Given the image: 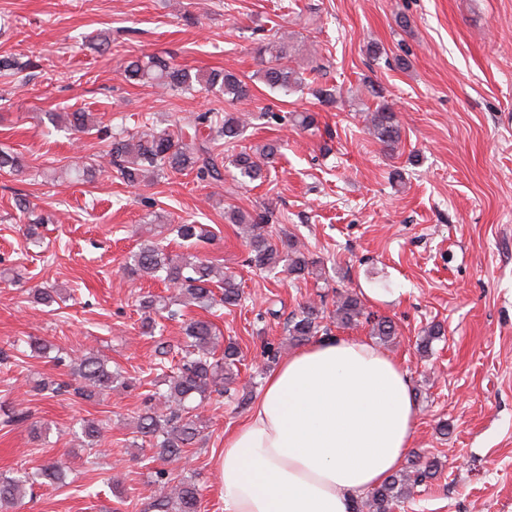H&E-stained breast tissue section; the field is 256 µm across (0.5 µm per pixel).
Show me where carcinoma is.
Listing matches in <instances>:
<instances>
[{
    "instance_id": "1",
    "label": "carcinoma",
    "mask_w": 512,
    "mask_h": 512,
    "mask_svg": "<svg viewBox=\"0 0 512 512\" xmlns=\"http://www.w3.org/2000/svg\"><path fill=\"white\" fill-rule=\"evenodd\" d=\"M263 68L256 71L259 80L271 92L287 96L304 85L303 78L289 65L288 37L281 35L271 39L260 48ZM123 76L128 81L148 84L172 91L191 93L195 85L203 82L210 89L230 99V102L250 98V81L254 77L242 78L229 71H212L205 76L193 75L186 68H179L154 55H142L127 61ZM48 120L56 125L75 131L90 132L96 123L89 112H70L65 115L49 114ZM289 121L302 130L316 128V117L308 112H293ZM370 136L384 147L394 150L400 141L401 126L396 113L386 104L365 116ZM247 127V118L242 112H201L185 118L177 134L154 128L132 133L121 130L112 134L105 156L108 162L74 165L72 176L87 180L106 165H116L122 179L137 185L145 181L166 179L175 174L193 173L202 181L224 180V162L219 160L215 147L219 143L232 144ZM281 143L271 140L255 148L242 149L231 159L236 181L253 183L265 178V174L280 155ZM25 169L22 158L14 153L0 151V174L15 175ZM230 223L238 225L239 235L248 249V262L259 270L272 271L280 263L288 265V271L300 278L313 273L318 261L308 249L293 236H284L273 241L265 215L252 217L236 208L225 211ZM177 237L184 246L191 248L199 242L213 237L205 224H178ZM125 270L131 276L160 279L168 285L170 295L148 294L141 297L140 307L148 312L142 327L145 332H155L156 323L152 315L167 314L174 317L178 310L175 302L192 304L204 310L215 306H236L241 301L240 283L230 274L220 272L210 261L195 253H172L154 241H147L130 257ZM221 293H215V289ZM324 310L314 303L300 308L298 314L288 321L286 333L288 343L301 345L315 336L329 335L322 325ZM333 320L342 327H354L362 322L371 323V335L387 343L396 334L394 323L387 317L371 319L366 311L362 294L346 291L336 297ZM220 336L212 324L195 319L184 328V345L177 367L164 375L166 388L154 392L144 412L139 416L137 432L153 441L159 453L169 461H177L186 453L203 429L199 405L210 397L212 388L222 380H230L236 373L233 367L240 361V350L236 343L224 344L222 355L215 358ZM54 360L69 367L70 374L81 383L78 393L90 398L117 386L125 387L118 372L109 370L104 362L91 354L56 356ZM107 424L85 420L80 425L82 442L88 446L97 444L104 437ZM437 465L421 455H416L410 465L392 474L384 483L372 489L368 500L371 512H394L410 494L411 489L435 477ZM31 480L29 474L0 475V512H10L26 493ZM155 495L147 504L148 512H200L201 497L197 484L182 479L169 487L166 473L160 472L155 480Z\"/></svg>"
}]
</instances>
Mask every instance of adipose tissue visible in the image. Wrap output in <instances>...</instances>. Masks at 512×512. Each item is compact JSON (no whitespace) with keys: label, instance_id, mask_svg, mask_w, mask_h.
Here are the masks:
<instances>
[{"label":"adipose tissue","instance_id":"obj_1","mask_svg":"<svg viewBox=\"0 0 512 512\" xmlns=\"http://www.w3.org/2000/svg\"><path fill=\"white\" fill-rule=\"evenodd\" d=\"M417 410L406 368L330 338L288 356L224 437V512H350L407 455Z\"/></svg>","mask_w":512,"mask_h":512}]
</instances>
